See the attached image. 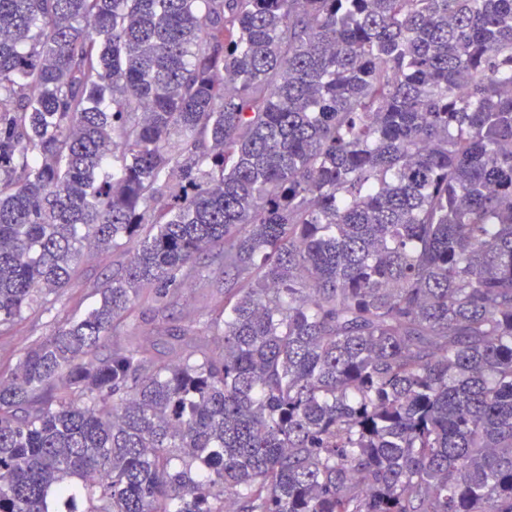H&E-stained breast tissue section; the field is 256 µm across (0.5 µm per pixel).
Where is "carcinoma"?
Segmentation results:
<instances>
[{"label":"carcinoma","instance_id":"cac0c4a2","mask_svg":"<svg viewBox=\"0 0 512 512\" xmlns=\"http://www.w3.org/2000/svg\"><path fill=\"white\" fill-rule=\"evenodd\" d=\"M202 263L176 358L110 343ZM37 303L0 512H512V0H0V333ZM127 249L128 247H124L114 253L111 251L107 255L82 260L77 267L73 285L67 288L56 307L62 303L72 306L79 300L83 303L82 308L92 303L96 299L94 289L97 282L103 279L102 274H110L112 270H116L124 264L129 257L125 251ZM224 278L222 280L207 265L199 267L198 274L189 282L177 290L178 304L169 311L172 325L186 327L195 325L201 329L204 322V312L207 306L221 296L224 291Z\"/></svg>","mask_w":512,"mask_h":512}]
</instances>
